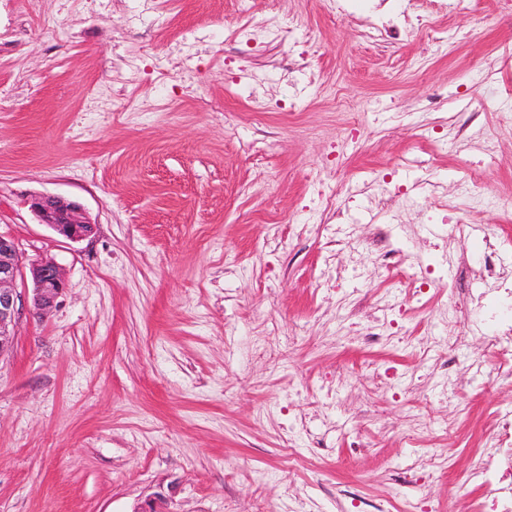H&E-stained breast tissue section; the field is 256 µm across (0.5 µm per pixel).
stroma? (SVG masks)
I'll list each match as a JSON object with an SVG mask.
<instances>
[{
    "label": "stroma",
    "instance_id": "35a3bbf8",
    "mask_svg": "<svg viewBox=\"0 0 512 512\" xmlns=\"http://www.w3.org/2000/svg\"><path fill=\"white\" fill-rule=\"evenodd\" d=\"M338 2L0 0V232L67 280L0 356V512H470L512 411L461 304L482 229L512 272V0ZM28 205L39 224H45L59 236L76 242L93 232L80 203L56 195H36Z\"/></svg>",
    "mask_w": 512,
    "mask_h": 512
}]
</instances>
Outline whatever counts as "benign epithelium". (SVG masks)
Segmentation results:
<instances>
[{"label":"benign epithelium","mask_w":512,"mask_h":512,"mask_svg":"<svg viewBox=\"0 0 512 512\" xmlns=\"http://www.w3.org/2000/svg\"><path fill=\"white\" fill-rule=\"evenodd\" d=\"M28 205L38 223L59 236L76 242L93 232L80 203L56 195H36ZM31 294H26L25 277L15 241L0 234V355L13 347L15 326L26 312L46 315L57 305L66 289L63 270L52 262L33 264L29 270Z\"/></svg>","instance_id":"7a95c632"}]
</instances>
